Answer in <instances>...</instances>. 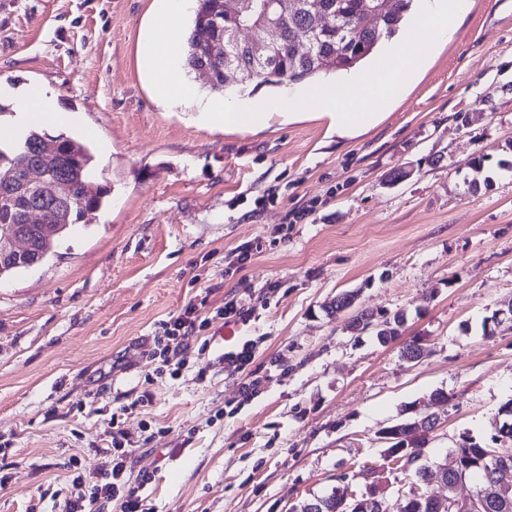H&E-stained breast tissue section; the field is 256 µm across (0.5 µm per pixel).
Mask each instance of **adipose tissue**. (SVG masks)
Listing matches in <instances>:
<instances>
[{
	"instance_id": "1",
	"label": "adipose tissue",
	"mask_w": 512,
	"mask_h": 512,
	"mask_svg": "<svg viewBox=\"0 0 512 512\" xmlns=\"http://www.w3.org/2000/svg\"><path fill=\"white\" fill-rule=\"evenodd\" d=\"M0 91L11 97L16 113L14 124L0 127L1 141H10L16 136L26 134L30 127L40 124L72 126L78 122L76 114L59 107L57 95L50 87L22 90L7 86Z\"/></svg>"
}]
</instances>
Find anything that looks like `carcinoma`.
Returning a JSON list of instances; mask_svg holds the SVG:
<instances>
[{
  "label": "carcinoma",
  "instance_id": "cac0c4a2",
  "mask_svg": "<svg viewBox=\"0 0 512 512\" xmlns=\"http://www.w3.org/2000/svg\"><path fill=\"white\" fill-rule=\"evenodd\" d=\"M311 2L296 0L294 11L280 18L277 0H224V13L216 24L212 16L219 8L217 0H199L185 36L186 67L196 71L208 66L209 93L225 95L228 83L224 81V60L225 55L234 54L236 35L262 19H277L281 40L271 50L274 63L254 69L250 60H240V85L280 87L290 80L301 83L348 72L370 57L381 42L395 36L413 5V0H321L324 12L318 14ZM367 6L383 9L381 20L369 27L360 19V12ZM306 31L311 32L308 51L298 54L295 39ZM221 36L224 54L214 55L212 42ZM91 163L87 145L71 137L50 139L31 130L11 148L0 144V225L17 227L27 242L25 255L0 265V278L46 260L71 226L102 206L109 190L96 183ZM31 170L40 174L34 183L28 180ZM380 322L385 324L376 330L381 343L394 342L402 335L403 314L383 315ZM370 495L371 503L359 512H448L411 490L401 508L392 503L379 509L383 494L376 485ZM338 506L332 493L307 500L293 512H338Z\"/></svg>",
  "mask_w": 512,
  "mask_h": 512
}]
</instances>
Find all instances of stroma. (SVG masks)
Wrapping results in <instances>:
<instances>
[{"instance_id":"1","label":"stroma","mask_w":512,"mask_h":512,"mask_svg":"<svg viewBox=\"0 0 512 512\" xmlns=\"http://www.w3.org/2000/svg\"><path fill=\"white\" fill-rule=\"evenodd\" d=\"M152 4L0 0V81L78 112L43 132L86 138L110 191L54 255L0 278V512H57L70 457L111 468L115 412L152 512H292L369 470L409 488L378 432L425 411L441 419L431 458L491 441L512 401V326L482 333L512 304V0H470L403 98L343 140L314 115L237 131L157 102L139 64ZM347 290L357 310L404 313L401 339L352 332L332 305ZM199 295L208 328L178 375L158 372L159 322ZM228 298L246 322L216 316ZM248 340L244 402L224 354Z\"/></svg>"}]
</instances>
